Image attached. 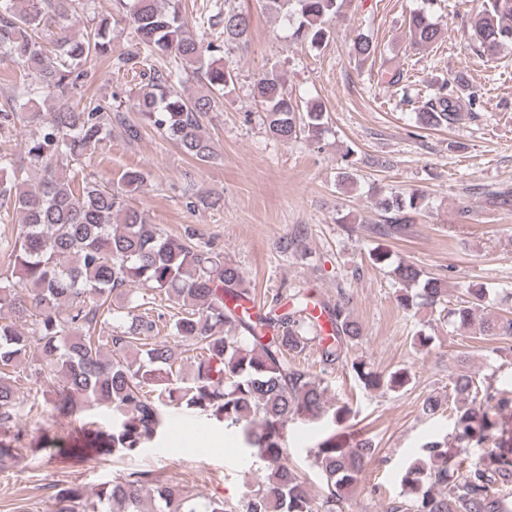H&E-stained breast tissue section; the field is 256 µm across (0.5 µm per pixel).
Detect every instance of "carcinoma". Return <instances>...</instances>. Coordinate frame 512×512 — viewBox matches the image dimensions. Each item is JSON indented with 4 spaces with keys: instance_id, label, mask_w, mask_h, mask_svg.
Segmentation results:
<instances>
[{
    "instance_id": "carcinoma-1",
    "label": "carcinoma",
    "mask_w": 512,
    "mask_h": 512,
    "mask_svg": "<svg viewBox=\"0 0 512 512\" xmlns=\"http://www.w3.org/2000/svg\"><path fill=\"white\" fill-rule=\"evenodd\" d=\"M74 0H0V63L21 67L25 102L0 105V165H12L4 148L7 133L28 110L35 127L26 144L30 165L43 172L28 186L22 169L0 175V223L10 211L20 215L14 239L0 240V464L18 458L21 434L15 420L23 393L42 392L50 379L55 409L69 417L97 405L112 412V432L93 431L84 448H57L78 458L127 456L142 451L167 422L169 409L186 408L224 423L243 451L266 464L264 476L246 486L233 503L202 501L177 484L155 486V501L143 506L142 492L153 483L149 471H134L87 502L81 488L68 486L56 495V512H354L355 491L374 448L367 439L351 438L345 406L332 407L323 380L295 363L308 343L319 345L325 366L348 363L364 389L397 391L411 380L408 369L386 374L363 360L350 358L362 340L348 303L320 306L292 294L256 316L246 304L251 288L242 272L212 248L190 235L162 232L131 205L129 196L143 174L122 173V190L91 178L75 181L69 163L94 152L119 124L129 139L136 124L87 93L88 62H105L113 71L144 66L131 111L139 113L182 152L207 162L214 154L202 130L217 100L235 85L234 71L218 54L246 45L249 17L232 6L213 4L195 25L219 26L224 39L208 42L183 19L179 0H117L120 19L95 16L80 36L70 34L68 16ZM344 0H262V7L291 26V38L319 47L330 36L329 21ZM124 22L137 38L136 51L115 53L112 25ZM413 42L425 46L440 38L439 23L424 10L408 19ZM471 41L494 51L512 46V0H485L471 22ZM215 60L201 70L203 53ZM172 58L160 73L150 67L156 54ZM199 85L191 97L178 86L189 79ZM252 97L274 139L289 143L300 135L318 140L326 131L323 106L300 110L278 69L254 80ZM470 93L462 71L441 83L434 97L415 112L417 128L452 127L463 120L461 97ZM59 103L45 115L37 99ZM420 192L391 193L375 200L384 223L374 231L384 237L404 234L424 206ZM399 285L396 300L407 311L437 309L448 289L437 277L423 276L411 264L392 269ZM128 289L122 306L112 307V293ZM488 290L466 289V299L448 310L453 336L511 339L512 317L488 311ZM178 306L166 315L158 301ZM7 309L11 315L2 314ZM168 329L193 358L191 377L175 367L172 347L154 340ZM449 376L447 399L427 396L426 415L448 405L451 441H430L401 478L409 498L386 512H512V396L488 376L471 369L466 358ZM327 419L334 432L318 444L312 466L321 491L309 489L306 475L288 466L283 448L290 423L314 425ZM470 448L482 452L472 457Z\"/></svg>"
}]
</instances>
